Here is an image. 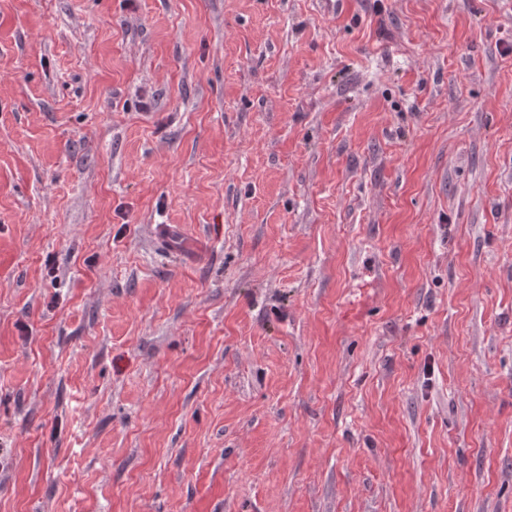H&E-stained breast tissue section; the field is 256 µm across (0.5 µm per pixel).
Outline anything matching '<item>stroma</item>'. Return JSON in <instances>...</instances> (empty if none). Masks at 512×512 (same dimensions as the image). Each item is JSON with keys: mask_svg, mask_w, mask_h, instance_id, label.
<instances>
[{"mask_svg": "<svg viewBox=\"0 0 512 512\" xmlns=\"http://www.w3.org/2000/svg\"><path fill=\"white\" fill-rule=\"evenodd\" d=\"M0 512H512V0H0Z\"/></svg>", "mask_w": 512, "mask_h": 512, "instance_id": "35a3bbf8", "label": "stroma"}]
</instances>
